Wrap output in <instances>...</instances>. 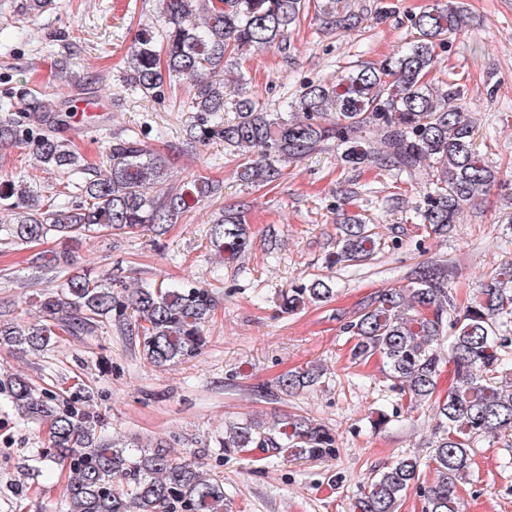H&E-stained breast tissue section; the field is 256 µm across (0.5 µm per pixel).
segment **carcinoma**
I'll return each instance as SVG.
<instances>
[{
	"instance_id": "obj_1",
	"label": "carcinoma",
	"mask_w": 512,
	"mask_h": 512,
	"mask_svg": "<svg viewBox=\"0 0 512 512\" xmlns=\"http://www.w3.org/2000/svg\"><path fill=\"white\" fill-rule=\"evenodd\" d=\"M165 18L158 35L143 29L127 51L122 82L145 96L162 97L171 81L187 77L183 102L187 133L200 144L220 140L229 151L245 154L238 177L246 185L270 184L290 163L336 146L340 161L353 168L379 166L413 181L430 177L434 191L417 212L425 232L448 234L461 210L486 196L499 182L498 171L473 148L474 124L457 94L436 93L427 76L436 46L449 42L466 24L458 7L432 6L411 16L415 36L396 58L364 66L334 81H310L286 102L289 111L267 110L242 96L234 117H224V69L240 67L254 49L290 47V34L304 16L305 0H157ZM316 19L323 29H348L360 13L351 0H321ZM0 102V147L23 145L43 167L67 175L66 192L43 196L13 181L0 187V237L6 245L77 241L95 232L158 235L178 223L207 198L216 185L204 177L170 183L169 160L144 147L135 135L108 141L106 173L98 172L60 136L70 113L49 114L27 89ZM42 113L41 126L24 124L25 114ZM214 250L230 259L250 244L244 206L224 207L209 232ZM381 239L366 221L344 215L333 264L370 259ZM72 257L51 253L46 262L67 271L57 292L37 301L39 319L26 324L0 320V349L42 351L54 336L90 333L114 317L139 337L144 359L156 367L198 357L205 331L224 295L197 282L141 285L117 290L110 273L71 271ZM512 265H504L479 288L463 313L448 291L441 267L419 270L406 288L374 294L345 330L353 338L350 359L374 356L387 367L391 388L412 405L434 401L438 418L432 455L401 456L379 471L355 499L354 512H399L409 488L431 469L437 479L419 490L422 512H459L456 482L472 466L471 448L479 438L512 432V382H494L507 362L512 325ZM331 284L313 279L287 290L285 312L308 302H326ZM448 343L455 383L439 398L436 377ZM321 368L290 371L278 380L285 395L321 384ZM0 395L24 418L46 426L47 446L34 456L32 475L69 479L61 512H224V483L200 463L177 459L170 443L144 447L140 439H116L102 432L93 412L79 398L61 399L26 377L0 373ZM215 445L226 454L257 450L262 459L328 460L336 456V437L307 416L282 413L267 424L256 418L224 424Z\"/></svg>"
}]
</instances>
